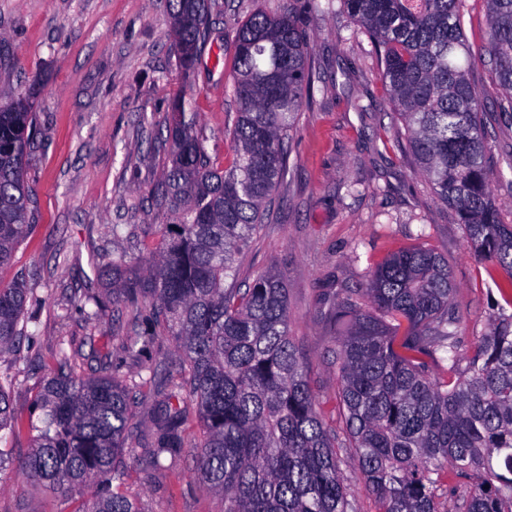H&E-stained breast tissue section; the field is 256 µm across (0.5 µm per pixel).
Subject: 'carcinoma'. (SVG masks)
<instances>
[{
    "mask_svg": "<svg viewBox=\"0 0 512 512\" xmlns=\"http://www.w3.org/2000/svg\"><path fill=\"white\" fill-rule=\"evenodd\" d=\"M296 0L252 13L233 37L238 114L231 161L219 166L185 97L173 100V149L152 194L169 215L146 272L112 256L113 303L133 316L124 352L137 358L159 324L177 340L180 381L162 392L149 463L183 448L195 410V473L224 512H359L343 466L378 512H512V224L491 193L488 120L467 78L464 0H341L380 58V79L418 170L464 226L467 247L508 275L474 353L458 352L461 318L448 260L425 246L397 251L367 287L344 288L331 313L347 436L321 418L290 329L288 291L274 271L237 284L239 255L284 179L289 140L313 87L310 41ZM483 55L512 112V0H486ZM179 66L192 73L210 42L212 0H166ZM38 118L27 98L0 106V269L33 222L24 171ZM27 289L0 286V357L25 335ZM403 334H398L401 325ZM32 405L25 478L67 496L95 490L77 512H144L122 492L132 409L142 382L82 376L74 353ZM443 362V374L431 364ZM14 418L0 384V431Z\"/></svg>",
    "mask_w": 512,
    "mask_h": 512,
    "instance_id": "obj_1",
    "label": "carcinoma"
}]
</instances>
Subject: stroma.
<instances>
[{
    "instance_id": "35a3bbf8",
    "label": "stroma",
    "mask_w": 512,
    "mask_h": 512,
    "mask_svg": "<svg viewBox=\"0 0 512 512\" xmlns=\"http://www.w3.org/2000/svg\"><path fill=\"white\" fill-rule=\"evenodd\" d=\"M285 0H212L211 41L194 74L184 75L172 49L165 0H0V104L32 100L40 146L25 178L35 198V226L16 249L0 280L23 282L31 336L0 359V380L15 414L27 422L39 384L56 371L60 344L82 350V372L97 366L94 353H111L120 378L155 366L156 377L133 407L137 436L125 457V492L146 512H224L223 497L193 470L191 446L201 427L189 418L180 454L162 455L147 468L159 405L156 392L177 381L170 362L176 343L167 331L153 337L140 361L120 347L128 316L112 303L111 282L98 254L114 224L137 231L126 247L146 269L160 246L163 217L150 200L163 173L164 148L154 137L164 127L175 95L189 99L196 129L216 161L231 157L232 39L257 9L274 13ZM317 74L310 104L291 140L289 170L265 222L238 264L248 282L268 270L288 287L291 330L303 353L324 422L344 433L333 330L326 315L331 288L365 287L371 271L391 253L423 245L444 255L458 292L461 354L487 332L502 295L505 273L471 255L463 225L441 204L418 171L405 135L380 128L375 113L391 111L379 78L380 63L365 36L354 34L339 10L302 9ZM486 0H466L464 33L472 62L469 82L491 120L488 168L491 191L512 220V116L498 112L504 91L482 57ZM103 311L85 320L84 292ZM88 488L63 497L9 470L0 474V512H76Z\"/></svg>"
}]
</instances>
